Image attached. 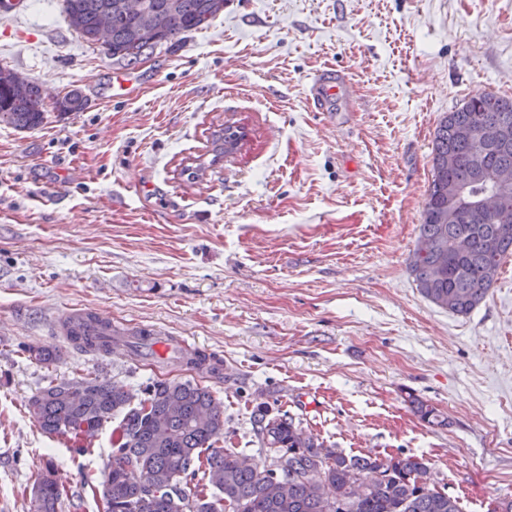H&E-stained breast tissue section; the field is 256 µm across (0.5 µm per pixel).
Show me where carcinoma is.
I'll use <instances>...</instances> for the list:
<instances>
[{
    "mask_svg": "<svg viewBox=\"0 0 512 512\" xmlns=\"http://www.w3.org/2000/svg\"><path fill=\"white\" fill-rule=\"evenodd\" d=\"M124 0H64L69 26L85 42L97 44L96 31L105 6H111L112 40L105 51L136 62L162 43L175 45L182 35L209 24L224 11V0H144L149 12L168 16L162 32L147 29L126 13ZM83 92L66 93L59 112H82ZM45 120V98L34 81L0 67V124L34 130ZM512 127V97L477 93L445 115L432 143V176L422 212L420 234L410 261L421 295L457 316L472 313L498 279L502 261L512 256V196L498 209L473 220L466 206L448 219V186L484 190L479 172L512 170V144L483 148L460 136L476 121ZM466 238L469 250L457 253L454 242ZM65 322L69 341L78 348L108 353L103 336L89 334V318ZM38 363L60 358L46 345L25 347ZM200 352H184L180 363L191 370L218 372ZM418 416L430 425L448 424L434 407L411 399ZM27 409L50 436L73 443L82 454L89 445L82 425L116 419L112 453L104 480L84 479L98 512H461L458 499L436 488L430 467L414 455L347 456L324 446L292 418L271 414L267 403L253 409L262 457L250 465L239 454L219 446L224 410L213 392L192 381L165 379L152 384L138 403L120 385L97 376L50 383L33 394ZM383 474L379 484L356 492L354 479L363 472ZM288 477V493L272 490L275 479ZM192 488L185 489V486ZM68 496L67 483L51 468L34 483L30 512H59Z\"/></svg>",
    "mask_w": 512,
    "mask_h": 512,
    "instance_id": "obj_1",
    "label": "carcinoma"
}]
</instances>
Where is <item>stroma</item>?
Here are the masks:
<instances>
[{"mask_svg": "<svg viewBox=\"0 0 512 512\" xmlns=\"http://www.w3.org/2000/svg\"><path fill=\"white\" fill-rule=\"evenodd\" d=\"M1 66L88 102L34 130L0 125V512H30L47 463L75 487L101 473L113 423L78 455L27 410L86 374L136 400L162 378L208 386L224 447L249 457L265 402L345 454L424 458L463 512L512 498V259L466 317L424 299L409 268L438 120L477 93L512 96V0H226L135 63L84 43L63 0H27L0 20ZM323 69L346 88L316 112ZM118 73L136 97L113 94ZM229 119L248 144L187 179ZM100 308L186 338L222 372L158 364L146 344L76 349L58 316ZM30 344L61 358L30 360Z\"/></svg>", "mask_w": 512, "mask_h": 512, "instance_id": "obj_1", "label": "stroma"}]
</instances>
